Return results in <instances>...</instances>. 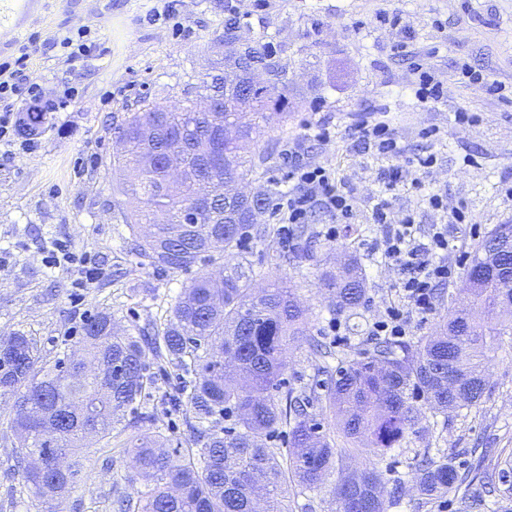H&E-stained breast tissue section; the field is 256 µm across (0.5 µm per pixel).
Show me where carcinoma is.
<instances>
[{
    "instance_id": "obj_1",
    "label": "carcinoma",
    "mask_w": 512,
    "mask_h": 512,
    "mask_svg": "<svg viewBox=\"0 0 512 512\" xmlns=\"http://www.w3.org/2000/svg\"><path fill=\"white\" fill-rule=\"evenodd\" d=\"M242 53L266 65L268 80L253 85L243 69L201 82L207 96L229 93L218 124L186 98L173 105L145 100L114 126L112 170L136 172L124 189L136 208L123 221L144 229L139 254L163 273L196 270L169 315L138 339L100 311L82 324L80 359L50 360L22 330L0 340V396L12 398L11 428L33 458L22 477L41 497L59 500L75 488L85 461L82 438L151 420L138 411L152 384L150 350L186 376L179 406L188 414L192 447L184 454L170 450L159 431L133 435L127 453L147 490L120 501L121 512H292L290 486L315 490L332 476L341 512H387L400 484L388 487L373 459L419 432L413 401L421 398L443 414L475 405L486 392L491 353L501 336L512 335V306L505 305L512 288L504 275L512 267V243L496 241L500 228L512 231L507 223L473 245L466 274L476 276L474 287L465 289L456 317L443 318L434 334L376 343L341 363L322 397L284 385L287 343H307L323 360L333 352L315 343L306 309L286 282L275 279L255 294L251 262L240 251L243 234L255 228L244 213L268 209L280 193L270 190L254 204L225 195L228 184L248 179L264 163L243 154L255 132L250 111L262 119L288 118L282 111L286 66L264 45ZM45 120L27 112L22 131L35 135ZM147 125L160 157L169 140L181 139L186 175L180 184H170L164 168L143 163ZM215 253L231 259L220 279L198 268ZM320 285L338 312L355 314L366 302L353 255L324 271ZM316 403L317 415L309 412ZM228 412L235 414L234 430H212ZM283 425L288 446L275 450L267 439ZM457 482L444 455L428 456L418 467L417 489L425 496L444 495Z\"/></svg>"
}]
</instances>
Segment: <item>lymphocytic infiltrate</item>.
Here are the masks:
<instances>
[{
  "mask_svg": "<svg viewBox=\"0 0 512 512\" xmlns=\"http://www.w3.org/2000/svg\"><path fill=\"white\" fill-rule=\"evenodd\" d=\"M29 59V54L24 52L14 62L0 64V142L6 144L13 143L19 132L17 105L53 114L68 111L79 100L78 90L72 87L63 95L45 97L41 86L28 79ZM353 136L365 149L389 156L400 152L387 110L382 105L366 107L364 117L353 127ZM282 158L286 167L283 179L288 189L273 204L282 223V244H290L293 240L291 225L308 223L316 212H324L334 221L350 218L354 205L352 193L338 184L329 167L305 160L293 143L285 146ZM373 212L380 226V237L373 250L380 253L385 264L400 271L399 295L404 306L400 309L388 307L386 318L375 322L371 333L402 336L408 328L407 312L422 316L432 313L437 288L453 277L456 264L450 257L448 226L467 223L468 210L462 205L454 207L448 224L437 225L425 243L416 242L411 218L391 221L387 199H378ZM47 262L52 267L68 266L75 274L73 285L77 288L92 287L105 274L94 256L75 251L66 239L52 241Z\"/></svg>",
  "mask_w": 512,
  "mask_h": 512,
  "instance_id": "lymphocytic-infiltrate-1",
  "label": "lymphocytic infiltrate"
}]
</instances>
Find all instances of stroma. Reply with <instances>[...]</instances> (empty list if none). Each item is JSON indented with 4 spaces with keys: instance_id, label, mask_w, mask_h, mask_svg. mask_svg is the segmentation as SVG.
Listing matches in <instances>:
<instances>
[{
    "instance_id": "obj_1",
    "label": "stroma",
    "mask_w": 512,
    "mask_h": 512,
    "mask_svg": "<svg viewBox=\"0 0 512 512\" xmlns=\"http://www.w3.org/2000/svg\"><path fill=\"white\" fill-rule=\"evenodd\" d=\"M168 3L173 13L166 18L162 11ZM383 8L402 17L405 31L368 27ZM230 22L236 46L271 43L288 71V119L271 120L249 143V153L266 161L250 177L247 191L280 183L281 150L294 142L305 159L329 166L355 196L353 235L327 239L321 231L330 219L316 213L309 225L318 241L312 253L279 243L278 219L269 211L259 218L262 235H248L243 244L256 273L253 288L265 286L274 272L289 281L311 313L313 335L336 352L324 361L306 345L287 346L288 387L324 393L340 358L373 346L372 322L399 296L400 272L372 250L380 236L373 219L377 197L388 199L391 217H412L418 239H426L433 225H447L462 269L474 243L495 225L512 222V203L498 191L501 177L512 173V103L499 102L483 85L452 79L463 59L512 84V0H44L38 15L20 29L0 30V63L33 42L30 79L50 96L77 86L80 98L76 108L43 126L32 149L0 160V254L7 258L0 265V337L24 330L53 359L77 341L87 316L108 310L122 325L141 329L174 304L191 276L161 273L133 250L132 232L122 219L130 208L121 192L125 175L111 166L112 127L142 99L170 102L193 93L202 75L230 53L232 47L221 42ZM80 28L99 34L101 44L74 67L53 43ZM427 53L446 92L439 103L422 105L406 84L411 58ZM461 103L480 111L479 125L456 124L454 110ZM371 104L390 107L399 155L355 146L349 127ZM322 115L336 131L326 145L313 141L307 129ZM428 155L435 156L434 165L419 167L418 159ZM393 168L401 169L402 178L389 187L384 175ZM434 193L442 196L445 209L429 205ZM460 204L468 208L469 223H449L447 207ZM54 238L95 255L108 276L91 288L73 287L69 269L45 261V246ZM346 251L361 262L368 290L367 304L353 316L337 314L319 286L321 273ZM461 286L458 275L440 285L433 313L409 316L407 339L429 335L451 314V298ZM335 320L345 329V341L328 332ZM150 369L156 383L141 405L154 426L185 442L187 420L174 404L182 373L164 362L151 363ZM11 416V399L0 398V512H39L21 477L24 462ZM421 425L424 438L408 436L403 447L376 462L388 480L403 487L388 512H512V492L489 488L481 479L497 475L512 452V336L495 349L487 391L477 404L449 417L422 408ZM131 436V430L118 427L109 438L90 440L81 479L60 503L61 512H117V497L135 496L141 483L134 480L125 451ZM428 448L447 451L459 473L474 474L468 491L452 490L435 500L419 494L413 459Z\"/></svg>"
}]
</instances>
